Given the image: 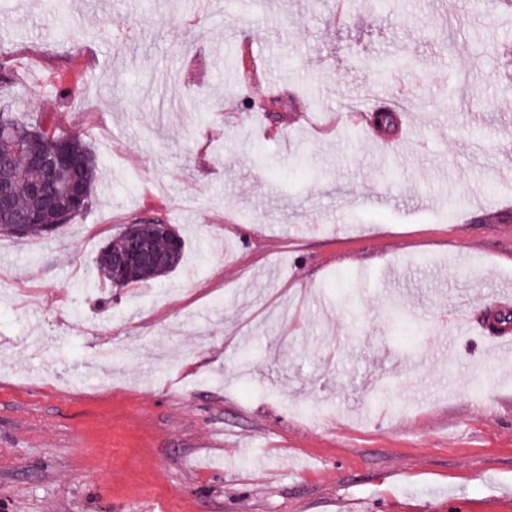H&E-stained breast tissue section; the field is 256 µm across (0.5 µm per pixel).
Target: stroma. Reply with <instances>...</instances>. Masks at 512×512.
I'll return each instance as SVG.
<instances>
[{"instance_id": "obj_1", "label": "stroma", "mask_w": 512, "mask_h": 512, "mask_svg": "<svg viewBox=\"0 0 512 512\" xmlns=\"http://www.w3.org/2000/svg\"><path fill=\"white\" fill-rule=\"evenodd\" d=\"M66 2L60 36L0 0V108L98 161L63 232L0 236V512H512V6ZM402 85L393 144L318 133ZM128 224L172 225L181 266L99 283Z\"/></svg>"}]
</instances>
